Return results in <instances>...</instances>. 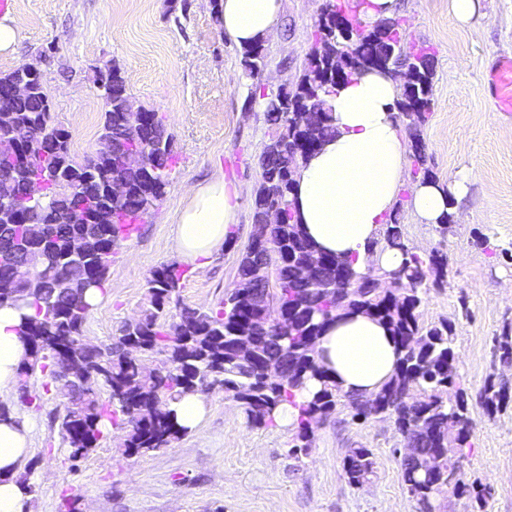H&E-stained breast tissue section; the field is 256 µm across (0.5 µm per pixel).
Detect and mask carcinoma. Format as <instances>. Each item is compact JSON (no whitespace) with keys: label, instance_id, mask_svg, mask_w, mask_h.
Listing matches in <instances>:
<instances>
[{"label":"carcinoma","instance_id":"obj_1","mask_svg":"<svg viewBox=\"0 0 512 512\" xmlns=\"http://www.w3.org/2000/svg\"><path fill=\"white\" fill-rule=\"evenodd\" d=\"M240 55L245 76L259 78L266 67L264 41L241 47ZM375 59L387 61V70L400 69L407 76L397 117L410 141L412 176L434 178L422 136L431 109L432 49L414 50L404 43L400 19H383L367 29L351 3L326 0L301 75L292 85L263 97L268 139L259 158L252 219L264 224L273 219V209L279 219L266 252L245 246L235 288L209 311L182 304V274L176 265L154 270L145 310L104 347L89 344L83 335L90 310L84 293L90 287L105 291L112 256L132 233L129 225L140 222L164 196L169 173L177 164L173 136L158 113L129 111L130 94L115 65L97 78L105 105L101 140L132 137L136 149L146 154L140 165L127 164L117 150L109 157L74 161L70 134L54 122L40 79L30 84L26 97L13 102V111L0 118V137L21 140L20 155L0 159V182L29 181L44 196L40 206L20 207V217L9 222L0 218V281L14 284L0 290V303L25 297L38 310L40 318L23 324L27 356L19 373V391L21 398H27L28 378L38 371L49 373L65 400L60 426L71 459L97 447L106 419L124 427L128 454L169 447L182 429L169 410L155 412L156 401L175 400L204 384L223 387L254 425L273 426L279 405L291 401L294 391L314 379L320 387L299 407L300 443L292 447V454L308 448L313 427L341 405L354 421L391 420L412 440L418 453L401 459L400 466L419 512H435L437 498L449 490L472 494L479 508L485 507L484 495L465 483L461 468L465 449L471 447L472 397L456 382L454 324L446 319L427 324L422 319L425 297L447 285V257L412 251L393 219L386 225L385 240L405 255L403 264L388 273L396 287H378L379 276L371 272L354 283L348 265L313 249L291 210L289 195L299 161L333 131L324 96L373 68ZM303 98L308 99V111L298 112L295 107ZM114 174L127 187L117 200L106 191ZM30 224L46 227L57 244L55 251L44 252L40 242L28 237ZM264 259L274 266L271 313L282 329L251 352L240 354L238 342L254 335L258 324L247 296L259 288L253 273ZM313 259L319 261L318 281L348 283V290L336 293L310 287L302 269ZM339 306L383 322L401 348L395 374L370 398L342 392L308 348ZM496 349L501 362L512 363L511 331L496 338ZM143 357L155 363L153 372L141 370ZM64 359L79 371L60 374L58 364ZM478 400L492 414L512 402V389L490 375ZM374 466L368 448H352L344 460L348 482L355 486L370 479Z\"/></svg>","mask_w":512,"mask_h":512}]
</instances>
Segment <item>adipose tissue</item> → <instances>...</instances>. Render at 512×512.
Returning a JSON list of instances; mask_svg holds the SVG:
<instances>
[{
  "mask_svg": "<svg viewBox=\"0 0 512 512\" xmlns=\"http://www.w3.org/2000/svg\"><path fill=\"white\" fill-rule=\"evenodd\" d=\"M220 25L236 45L274 36L280 0H219ZM400 82L377 70L365 71L327 98L333 133L300 162L291 196L295 218L316 249L350 264L359 275L368 268L392 271L402 264L400 250L386 246L383 232L399 194L420 223L438 224L451 200L466 189L464 180L405 185L406 149L397 120ZM238 193L215 179L194 187L177 218L176 245L182 262L205 269L236 223ZM34 306L0 305V390L19 378L26 346L20 334ZM320 365L348 393L368 396L394 373L398 346L377 319L340 314L315 343ZM33 421L25 404L0 416V512H24L27 494L18 479L31 447Z\"/></svg>",
  "mask_w": 512,
  "mask_h": 512,
  "instance_id": "adipose-tissue-1",
  "label": "adipose tissue"
}]
</instances>
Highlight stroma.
<instances>
[{"mask_svg": "<svg viewBox=\"0 0 512 512\" xmlns=\"http://www.w3.org/2000/svg\"><path fill=\"white\" fill-rule=\"evenodd\" d=\"M324 2L282 0V23L267 45V89L301 73ZM215 11V0H13L9 16L21 38L0 54V75L25 64L40 71L75 160L100 148L104 105L96 80L114 65L134 104L163 116L173 136L178 163L166 194L121 243L105 293L87 315L84 336L92 344L112 343L140 314L152 271L179 260L174 218L189 189L217 177L242 191L238 222L206 270H184L179 294L187 306L208 310L237 283L238 259L254 229L267 124L239 48ZM397 16L406 43L435 49L423 129L428 164L441 182L468 178L451 231L419 223L407 204L397 219L407 246L448 256V284L428 294L423 318L454 324L457 372L474 395L488 376L512 378L494 342L512 329V115L495 111L483 87L497 59L512 55V0H477L466 22L452 16L448 0H399ZM480 234L498 253L478 244ZM47 381L38 373L28 380L35 430L20 472L33 487L26 512H67L71 500L80 512H417L401 479L405 441L391 421H354L337 407L295 455L293 429L254 426L219 387L207 396L206 419L171 447L124 454L115 426L74 461L58 421L63 400L46 392ZM470 418L465 480L485 488L484 512H512V405L490 415L476 402ZM359 446L372 451L375 472L355 486L343 460Z\"/></svg>", "mask_w": 512, "mask_h": 512, "instance_id": "stroma-1", "label": "stroma"}]
</instances>
